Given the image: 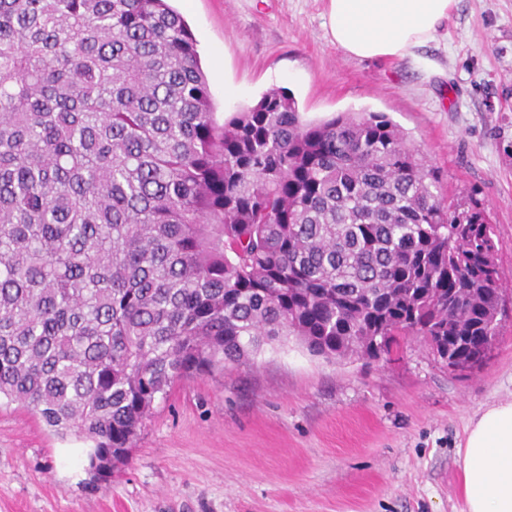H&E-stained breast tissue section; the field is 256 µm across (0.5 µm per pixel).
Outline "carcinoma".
<instances>
[{"mask_svg": "<svg viewBox=\"0 0 512 512\" xmlns=\"http://www.w3.org/2000/svg\"><path fill=\"white\" fill-rule=\"evenodd\" d=\"M384 112H215L167 0H0V401L128 459L157 399L281 336L482 360L509 315L485 203Z\"/></svg>", "mask_w": 512, "mask_h": 512, "instance_id": "1", "label": "carcinoma"}]
</instances>
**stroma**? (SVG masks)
<instances>
[{
	"instance_id": "stroma-1",
	"label": "stroma",
	"mask_w": 512,
	"mask_h": 512,
	"mask_svg": "<svg viewBox=\"0 0 512 512\" xmlns=\"http://www.w3.org/2000/svg\"><path fill=\"white\" fill-rule=\"evenodd\" d=\"M217 112L289 89L305 119L387 113L444 175L439 195L489 208L512 306V0H456L435 41L405 59L333 44L326 0H171ZM512 400V323L490 360L449 370L406 336L379 360L328 359L295 337L177 382L107 480L88 441L0 405V512H463L465 430Z\"/></svg>"
}]
</instances>
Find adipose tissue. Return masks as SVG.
Listing matches in <instances>:
<instances>
[{
  "instance_id": "adipose-tissue-1",
  "label": "adipose tissue",
  "mask_w": 512,
  "mask_h": 512,
  "mask_svg": "<svg viewBox=\"0 0 512 512\" xmlns=\"http://www.w3.org/2000/svg\"><path fill=\"white\" fill-rule=\"evenodd\" d=\"M456 0H328L325 26L359 59L406 58L432 42ZM466 512H512V401L470 421L462 449Z\"/></svg>"
}]
</instances>
